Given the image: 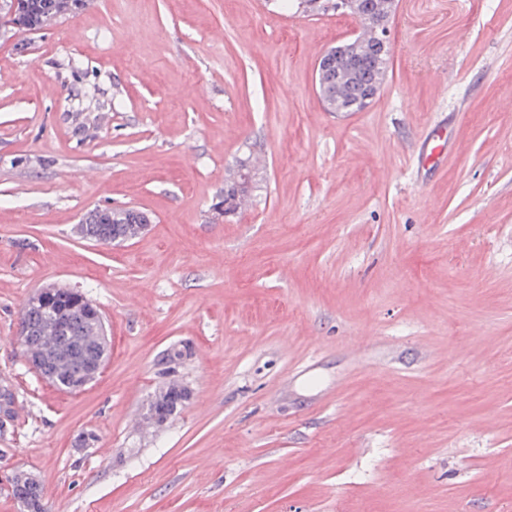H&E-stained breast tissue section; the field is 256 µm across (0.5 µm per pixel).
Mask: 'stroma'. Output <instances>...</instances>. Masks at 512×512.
Wrapping results in <instances>:
<instances>
[{"label":"stroma","mask_w":512,"mask_h":512,"mask_svg":"<svg viewBox=\"0 0 512 512\" xmlns=\"http://www.w3.org/2000/svg\"><path fill=\"white\" fill-rule=\"evenodd\" d=\"M389 28L359 112L315 89L362 29L332 10L89 0L0 38V472L49 512H512V0H399ZM104 207L150 227L81 238ZM49 284L105 318L77 393L20 345ZM176 345L192 396L145 427ZM143 213L145 212L134 208L93 210L82 222L84 224L82 235L86 239L101 243H110L112 238L113 245L128 242L134 238L119 232L112 235V226L114 224H124L127 227L131 224H137L139 231L143 233L151 223L146 215H142V224H139L140 216Z\"/></svg>","instance_id":"stroma-1"}]
</instances>
